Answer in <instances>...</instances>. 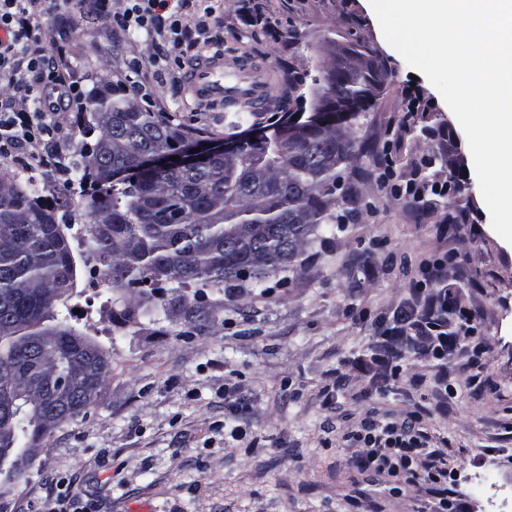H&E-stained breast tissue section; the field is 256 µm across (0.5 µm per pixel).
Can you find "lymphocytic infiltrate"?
<instances>
[{"label": "lymphocytic infiltrate", "mask_w": 512, "mask_h": 512, "mask_svg": "<svg viewBox=\"0 0 512 512\" xmlns=\"http://www.w3.org/2000/svg\"><path fill=\"white\" fill-rule=\"evenodd\" d=\"M89 7L105 18L112 28L122 31H149L166 25L173 48L170 62H178L174 48L185 34L180 11H169L168 0H125L121 11H113L112 0H87ZM53 0H0V83L12 85L16 101L0 103V158L20 161L25 148L52 141L58 131L47 113L69 107L78 92L55 65L46 48L47 38L29 21L30 16L48 12ZM36 99L31 112L17 110L16 104ZM445 262L429 264L414 290L411 303L395 316L378 340L380 351L369 363L379 378H398L399 344L447 364L460 337L477 333L474 315L448 298L444 288ZM361 452L357 466L385 473L397 484L424 480L438 494L434 512H466L455 485L457 473L449 469L448 458L430 444L422 430L412 424L369 422L354 436Z\"/></svg>", "instance_id": "lymphocytic-infiltrate-1"}]
</instances>
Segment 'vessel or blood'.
Masks as SVG:
<instances>
[{
	"label": "vessel or blood",
	"instance_id": "1",
	"mask_svg": "<svg viewBox=\"0 0 512 512\" xmlns=\"http://www.w3.org/2000/svg\"><path fill=\"white\" fill-rule=\"evenodd\" d=\"M234 60L224 59L223 55L204 57L185 74L188 91L200 100L225 101L256 110L257 106L267 105L268 88L263 83H252L241 87L233 79Z\"/></svg>",
	"mask_w": 512,
	"mask_h": 512
}]
</instances>
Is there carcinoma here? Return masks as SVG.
<instances>
[{"label": "carcinoma", "instance_id": "obj_1", "mask_svg": "<svg viewBox=\"0 0 512 512\" xmlns=\"http://www.w3.org/2000/svg\"><path fill=\"white\" fill-rule=\"evenodd\" d=\"M386 73L379 59L342 74L327 91L359 97L372 92ZM82 113L86 133H96V140L82 145L80 159L73 162L80 181L91 189L81 212H71L66 199L53 207L44 204L31 182L0 171V364L18 365V372L0 375V388L12 386L17 397L11 412L0 415V461L18 455L10 472L16 480L40 439L90 406L78 399L54 411L49 396L31 388L42 368L60 372L81 360L85 381L97 394L108 373L103 355L91 359L75 330L49 324L55 303L47 296L57 295L63 303L76 288L77 264L65 234L72 223L84 226L109 288L142 287L146 307L156 304L154 285L160 282L169 285L179 303L185 301L180 291L192 286L200 292L256 288L274 270L239 273L248 251L279 249L282 234L290 233L297 259L320 225L343 223L332 212L336 164L324 165L318 157L340 154L345 160L356 141L336 142V131L329 127L309 132L291 153L271 139L247 146L237 161L221 157L207 167H171L144 178L136 172L141 159L185 151L194 143L190 132L158 112L141 110L120 88L93 92ZM107 166L129 175L107 183L101 176ZM302 205L308 207V221L290 223ZM244 224H268L272 237L224 253V239Z\"/></svg>", "mask_w": 512, "mask_h": 512}]
</instances>
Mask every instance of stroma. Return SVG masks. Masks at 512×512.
Segmentation results:
<instances>
[{"label": "stroma", "mask_w": 512, "mask_h": 512, "mask_svg": "<svg viewBox=\"0 0 512 512\" xmlns=\"http://www.w3.org/2000/svg\"><path fill=\"white\" fill-rule=\"evenodd\" d=\"M181 67L169 66L164 28L114 32L84 0H57L34 18L79 91L149 75V109L193 131L229 136L234 110L196 100L184 66L214 51L239 58L245 75L269 83L270 106L312 96L327 63L369 44L388 67L366 112L348 119L361 148L339 171L352 189L342 230L307 247L293 272L261 288L210 291L198 328L167 301L146 310L135 290L99 285L80 227L67 236L77 282L57 320L94 342L109 362L104 387L84 416L40 441L24 480L0 474V512H423L429 492L389 493L383 476L361 472L351 432L370 420L420 424L461 473L469 512H512V244L492 228L466 137L437 89L384 39L366 0H191ZM304 77L289 85V75ZM419 92L422 111H408ZM50 146L28 149L26 165L0 159L31 180L47 203L85 195L65 175H44L47 150L73 155L84 139L76 109L57 114ZM428 121L434 132L422 134ZM391 146L396 171L449 182L424 212L387 194L376 161ZM447 256L445 281L481 324L448 358L449 395L433 361L403 348V378L388 383L357 370L380 332L411 299L426 261ZM235 385L243 407L224 405Z\"/></svg>", "instance_id": "stroma-1"}]
</instances>
